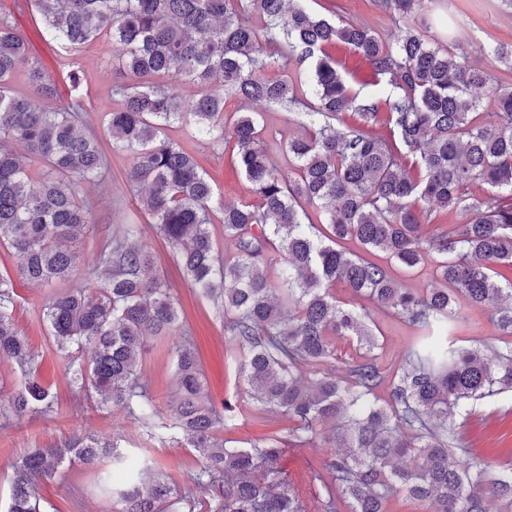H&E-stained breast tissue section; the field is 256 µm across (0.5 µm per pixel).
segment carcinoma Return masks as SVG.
<instances>
[{"mask_svg": "<svg viewBox=\"0 0 512 512\" xmlns=\"http://www.w3.org/2000/svg\"><path fill=\"white\" fill-rule=\"evenodd\" d=\"M379 2L402 24L391 42L297 0H35L63 64L103 37L112 42L129 83L116 90L104 125L112 149L131 155L126 180L143 191L138 212L176 251L191 287L216 301L229 342L242 351L236 376L250 396L272 417L292 418L295 442L330 448L314 473L323 489L319 512H391L399 491L424 512H489L491 502L512 512V468L494 472L469 458L455 446L453 422L475 402L512 392V280L494 278L496 268L512 267V85L411 26L424 0ZM338 43L390 87L383 101L350 93L329 53ZM489 58L511 66L512 44L493 46ZM306 62L310 69L299 72ZM271 69L282 75L268 77ZM187 80L214 87L184 101L179 86ZM228 97L280 107L292 113L288 123L309 129L286 141L292 170L262 146L253 114L224 118ZM382 108L392 144L366 132ZM84 112L80 95L61 101L57 82L31 60L26 34L1 15L0 247L21 254L18 274L28 282L65 284L48 296L43 315L67 356L69 383L103 406L152 418L157 405L138 374L144 337H177L169 428L202 459L189 479L208 492L209 512H306L280 467L277 433L243 447L220 436L232 417L206 396L191 328L165 278L128 244L137 224L101 248L102 285L70 284L80 262L74 242L91 213L78 188L109 168ZM346 112L359 126L336 127ZM176 123L212 145L234 144L257 201L217 198L196 159L167 134ZM476 182L490 192L472 195ZM309 208L327 225V240L314 233ZM450 210L466 220L424 237L422 217ZM216 212L235 246L229 260L209 229ZM347 240L370 257L344 249ZM377 253L383 260L371 258ZM426 263L440 287L425 294L391 271ZM338 280L418 330L392 367L380 363L369 306L346 307L331 293ZM461 298L491 309L500 344H458ZM14 305L12 281L0 275V360L22 375L0 415L48 416L55 396L37 374L39 354L13 326ZM341 338L365 350L360 360L336 364ZM86 348L92 356L83 363ZM387 378L381 405L377 391ZM105 458L112 468L98 480L113 512H194V495L155 472L152 459L94 435L17 461L7 512H41V480L66 461L95 469Z\"/></svg>", "mask_w": 512, "mask_h": 512, "instance_id": "1", "label": "carcinoma"}]
</instances>
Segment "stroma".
Segmentation results:
<instances>
[{
	"mask_svg": "<svg viewBox=\"0 0 512 512\" xmlns=\"http://www.w3.org/2000/svg\"><path fill=\"white\" fill-rule=\"evenodd\" d=\"M335 3L343 20L369 27L382 38H390L397 28L394 19L377 9L374 0H335ZM0 5L27 34L33 55L55 77L62 96H69L70 83L65 68L58 64L56 46L43 40L37 32L40 19L33 0H0ZM425 5L421 19L431 26L430 38L447 48L461 43L470 64L483 65V48L512 42V12L503 7L501 0H426ZM81 64L86 79L79 91L92 124L97 125L112 110L113 90L121 80L108 40H99L83 50ZM260 113L264 147L281 167H288L283 140L288 128L287 112L264 106ZM169 135L196 158L224 201H255L253 188L238 169L232 150L212 148L198 140L188 126H174ZM110 157L111 168L103 181L84 185L80 191L81 198L92 205V230L80 245L81 260L73 275L77 284L88 283L101 245L118 234L138 205L136 193L126 181L128 153L114 151ZM132 243L145 250L157 272L170 282L180 314L193 330L194 348L214 404L220 407L228 403L233 407L234 426L226 431V438L253 442L278 432L283 440L280 466L308 512H315L322 489L314 480L313 471L324 454L323 449L297 445L291 436L293 424L287 418H278L276 426L268 425L267 413L237 383L238 355L224 333V322L217 316L213 301L199 297L189 287L174 250L155 226L140 224ZM19 264L20 258L14 251L0 248V273L15 279L14 326L40 353L38 374L56 395L58 411L51 416L35 413L19 422L0 418V512H5L7 506L13 462L32 449L58 445L75 433L110 437L120 447L153 459L170 483L185 486L188 474L199 469L201 460L192 449L171 440L166 428V413L174 399L170 341L148 337V350L141 364V378L161 411L160 418L147 424L130 416L125 409L101 408L96 396L75 392L68 385L67 362L55 353L49 327L42 316L50 289L16 279ZM373 320L384 338V354L389 360L397 357L417 334L414 327L391 313L375 311ZM456 435L458 447L466 449L475 460L493 466L512 464V393L474 405L466 416L458 418ZM39 497L45 510L56 505L65 512H112L111 500L94 488L90 473L75 463L59 468L52 478L43 481Z\"/></svg>",
	"mask_w": 512,
	"mask_h": 512,
	"instance_id": "35a3bbf8",
	"label": "stroma"
}]
</instances>
